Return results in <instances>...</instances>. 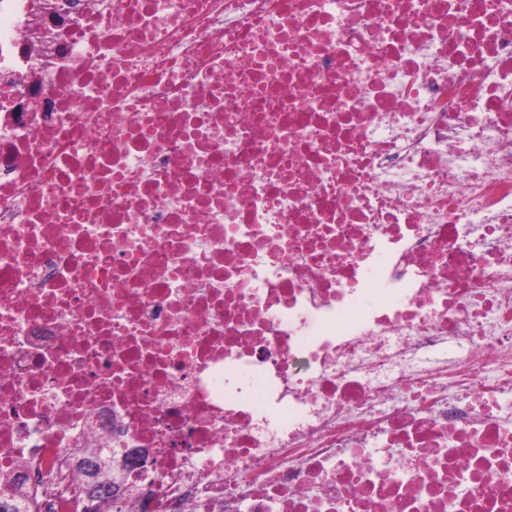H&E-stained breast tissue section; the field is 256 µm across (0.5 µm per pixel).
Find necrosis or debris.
Listing matches in <instances>:
<instances>
[{
	"label": "necrosis or debris",
	"instance_id": "1",
	"mask_svg": "<svg viewBox=\"0 0 512 512\" xmlns=\"http://www.w3.org/2000/svg\"><path fill=\"white\" fill-rule=\"evenodd\" d=\"M512 512V0H0V497Z\"/></svg>",
	"mask_w": 512,
	"mask_h": 512
}]
</instances>
